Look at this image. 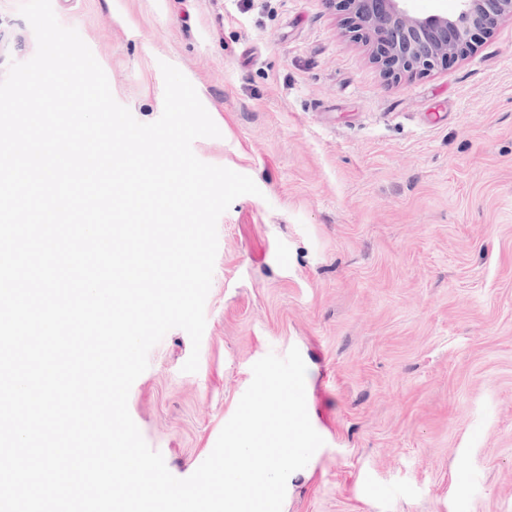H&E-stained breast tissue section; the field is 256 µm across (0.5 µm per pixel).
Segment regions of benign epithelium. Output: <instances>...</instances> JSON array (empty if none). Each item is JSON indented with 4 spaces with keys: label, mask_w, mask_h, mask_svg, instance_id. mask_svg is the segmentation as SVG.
I'll use <instances>...</instances> for the list:
<instances>
[{
    "label": "benign epithelium",
    "mask_w": 512,
    "mask_h": 512,
    "mask_svg": "<svg viewBox=\"0 0 512 512\" xmlns=\"http://www.w3.org/2000/svg\"><path fill=\"white\" fill-rule=\"evenodd\" d=\"M351 32L377 43L379 62L396 76L430 71L469 52L505 17L512 0H457L451 14L415 11L412 0H338Z\"/></svg>",
    "instance_id": "obj_1"
}]
</instances>
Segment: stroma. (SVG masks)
I'll list each match as a JSON object with an SVG mask.
<instances>
[{
	"label": "stroma",
	"instance_id": "35a3bbf8",
	"mask_svg": "<svg viewBox=\"0 0 512 512\" xmlns=\"http://www.w3.org/2000/svg\"><path fill=\"white\" fill-rule=\"evenodd\" d=\"M0 0V79L36 39ZM151 123L161 62L259 195L217 223L199 369L170 330L128 408L176 477L268 353L298 348L324 444L282 512H512V19L425 74L384 73L333 0H52Z\"/></svg>",
	"mask_w": 512,
	"mask_h": 512
}]
</instances>
